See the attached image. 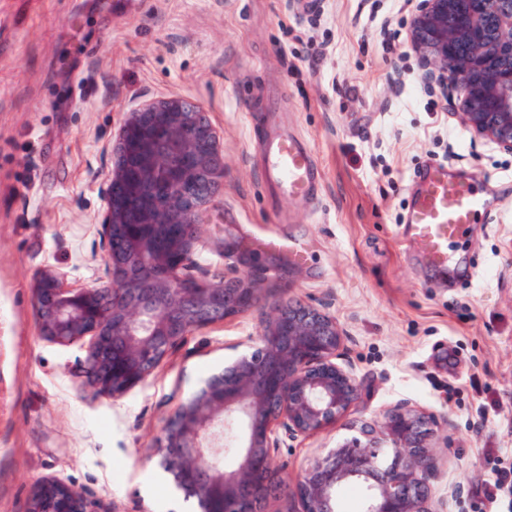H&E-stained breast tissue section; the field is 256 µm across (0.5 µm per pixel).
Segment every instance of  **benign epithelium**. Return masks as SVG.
<instances>
[{
    "label": "benign epithelium",
    "mask_w": 512,
    "mask_h": 512,
    "mask_svg": "<svg viewBox=\"0 0 512 512\" xmlns=\"http://www.w3.org/2000/svg\"><path fill=\"white\" fill-rule=\"evenodd\" d=\"M408 40L424 80L457 93L474 139L512 153V0H413ZM100 235L110 282L71 287L43 269L34 280L39 335L67 346L87 340L81 374L97 394L120 398L142 384L195 329L265 305L260 277L219 281L194 256L199 224L224 182L220 136L204 110L177 95L131 107L112 146ZM336 318L300 301L278 304L224 366L169 417L158 454L177 490L200 512H251L273 478L278 430L317 434L363 403V382L344 359ZM236 430L238 463L208 462ZM436 416L403 402L309 465L288 496L290 512H340L345 486L363 491V512H447L431 479ZM27 512H100L53 477L32 487Z\"/></svg>",
    "instance_id": "obj_1"
}]
</instances>
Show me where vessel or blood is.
Here are the masks:
<instances>
[{
    "label": "vessel or blood",
    "mask_w": 512,
    "mask_h": 512,
    "mask_svg": "<svg viewBox=\"0 0 512 512\" xmlns=\"http://www.w3.org/2000/svg\"><path fill=\"white\" fill-rule=\"evenodd\" d=\"M264 178L281 195L316 199L321 190L314 151L300 135L286 128L270 130L262 144ZM484 203L480 197L452 180L440 164H429L413 191L407 221L414 240L433 265L448 260V243L471 223Z\"/></svg>",
    "instance_id": "vessel-or-blood-1"
}]
</instances>
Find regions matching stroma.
Returning <instances> with one entry per match:
<instances>
[{
	"label": "stroma",
	"mask_w": 512,
	"mask_h": 512,
	"mask_svg": "<svg viewBox=\"0 0 512 512\" xmlns=\"http://www.w3.org/2000/svg\"><path fill=\"white\" fill-rule=\"evenodd\" d=\"M409 0H0V512H26L46 476L101 512H196L158 465L176 406L256 335L251 311L192 331L144 384L111 400L79 389L84 343L37 328L32 287L46 267L103 285L106 174L124 113L179 95L218 130L224 185L195 260L263 270L266 304L294 298L344 329L364 401L325 431L282 439L285 481L266 512L351 424L409 402L433 411L448 512H488L477 490L504 449L512 464V154L475 140L455 99L431 92L408 40ZM313 148L321 194L275 195L262 122ZM462 177L486 206L431 267L403 219L425 163ZM490 408L480 418L479 404Z\"/></svg>",
	"instance_id": "1"
}]
</instances>
